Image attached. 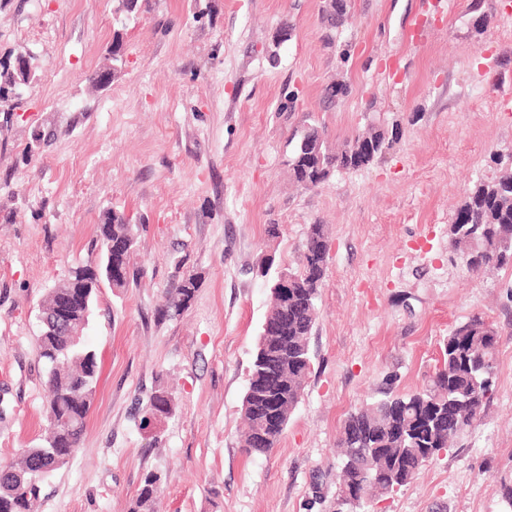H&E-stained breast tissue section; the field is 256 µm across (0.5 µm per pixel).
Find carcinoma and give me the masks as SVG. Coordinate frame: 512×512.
I'll use <instances>...</instances> for the list:
<instances>
[{
	"mask_svg": "<svg viewBox=\"0 0 512 512\" xmlns=\"http://www.w3.org/2000/svg\"><path fill=\"white\" fill-rule=\"evenodd\" d=\"M351 5L345 0H326L325 18L333 29L342 27ZM371 150L359 154L356 163L345 151L363 137L346 140L335 149L326 144L323 131L308 114L290 137L288 167L294 182L315 188L334 173L355 170L382 156L397 139V129L370 130ZM101 250L106 239L119 245L112 255L102 254L95 266H77L52 288L43 313L50 312L56 298L87 285V306L73 311L69 329L59 331L51 322H41L40 356L48 365L46 377L47 435L24 450L16 463L0 465V512H30L40 492V482L68 465L85 429L99 376L97 353L85 346L83 336L93 314L101 283L122 292L137 281L134 254L138 225L114 211L99 225ZM451 247L469 271L478 274L489 267L512 265V166L491 181H480L467 193L449 224ZM330 256L328 230L310 224L303 242L299 268L288 270V298L271 289L272 305L258 334L256 352L248 373L241 411L247 422L242 448L248 454L267 453L280 441L291 412L299 403L311 371L310 337L316 323V304ZM112 267V278L105 274ZM197 288L195 278L174 282L167 310L178 314L187 309ZM498 343L496 329L480 316L458 324L440 346L435 372L418 391L388 393L383 398L349 413L339 438L342 457L336 479L337 497L347 500L349 512H366L367 503L408 483L426 465L429 454L438 455L463 433L483 411L491 392ZM167 406L173 397L164 389L149 398L146 412ZM350 448H374L376 455L367 471L346 466ZM160 475L146 473L130 512H154Z\"/></svg>",
	"mask_w": 512,
	"mask_h": 512,
	"instance_id": "carcinoma-1",
	"label": "carcinoma"
}]
</instances>
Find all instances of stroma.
Masks as SVG:
<instances>
[{"instance_id": "obj_1", "label": "stroma", "mask_w": 512, "mask_h": 512, "mask_svg": "<svg viewBox=\"0 0 512 512\" xmlns=\"http://www.w3.org/2000/svg\"><path fill=\"white\" fill-rule=\"evenodd\" d=\"M419 2L354 0L327 48L325 0H141L126 20L113 0H0V62L33 71L0 104V462L43 432L45 296L98 260L105 212L139 227L137 283L101 284L85 331L100 371L84 434L37 512H129L153 470L159 512H340L346 415L420 389L475 315L498 332L481 420L369 512H512V267L468 272L448 241L468 189L512 159V0H447L418 38ZM117 36L123 73L92 90ZM307 112L332 146L371 122L399 138L305 190L286 160ZM311 224L331 243L311 372L278 445L249 455L240 409L271 301L254 269L298 268ZM182 275L190 307L161 316ZM160 387L174 409L149 435Z\"/></svg>"}]
</instances>
